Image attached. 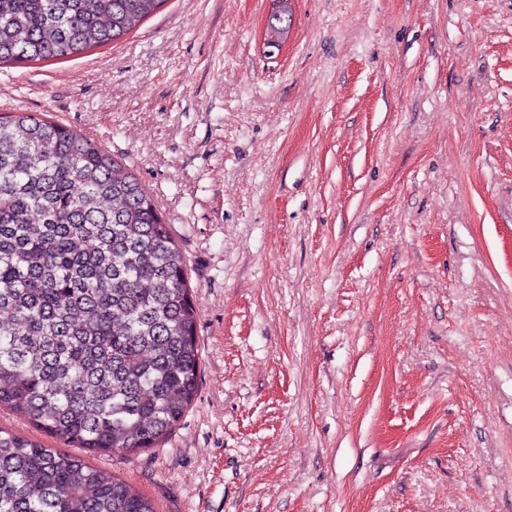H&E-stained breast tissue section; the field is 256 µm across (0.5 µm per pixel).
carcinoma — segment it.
<instances>
[{"label":"carcinoma","mask_w":512,"mask_h":512,"mask_svg":"<svg viewBox=\"0 0 512 512\" xmlns=\"http://www.w3.org/2000/svg\"><path fill=\"white\" fill-rule=\"evenodd\" d=\"M165 0H0V65L72 57ZM288 10L267 35H288ZM201 353L186 262L140 179L71 127L0 120V407L87 453L182 422ZM0 512H157L80 455L0 430Z\"/></svg>","instance_id":"cac0c4a2"}]
</instances>
